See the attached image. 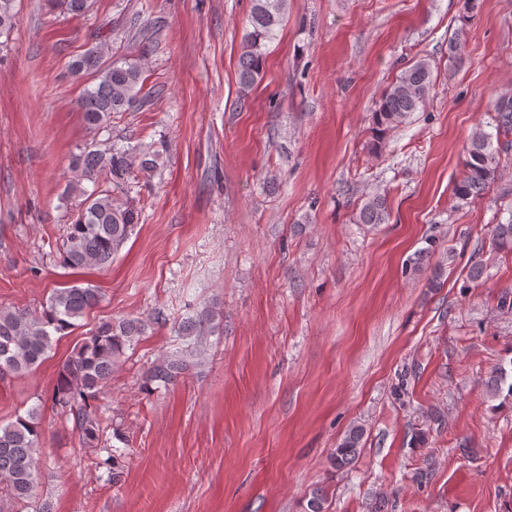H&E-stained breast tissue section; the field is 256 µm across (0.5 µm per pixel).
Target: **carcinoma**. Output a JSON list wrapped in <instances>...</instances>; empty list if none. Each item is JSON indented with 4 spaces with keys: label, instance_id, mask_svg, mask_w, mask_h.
I'll return each mask as SVG.
<instances>
[{
    "label": "carcinoma",
    "instance_id": "carcinoma-1",
    "mask_svg": "<svg viewBox=\"0 0 512 512\" xmlns=\"http://www.w3.org/2000/svg\"><path fill=\"white\" fill-rule=\"evenodd\" d=\"M287 0H252L249 29L243 36L239 57V79L244 88L254 85L262 76L266 47L275 39ZM15 0H0V36L14 28ZM108 50L93 45L72 63L76 76H89L92 81L77 101L87 128L100 130L112 114L134 112L148 103L143 92L140 65L133 60L107 61ZM434 86V72L425 59L404 68L384 91L373 112L374 142L380 144L392 129L404 124L426 104ZM496 134L512 133V99L499 98L493 104ZM512 143L493 141V134L475 131L464 150L462 176L453 193L461 204L485 194L495 181L501 154ZM162 152L142 146L114 145L105 148L84 147L72 157V167L80 171L81 180L68 185L67 192L82 197L80 209L68 225L60 263L71 270L91 267L106 268L134 231L133 211L112 194L128 180L135 167L150 175L160 166ZM93 183V189L82 187V181ZM389 220L387 198L373 193L359 207L355 223L374 227ZM495 245L512 250V219L494 227ZM101 298L99 289L90 283H72L54 290L42 310L26 312L0 309V377L32 370L51 350L55 337H61L77 326V321L95 307ZM215 312L204 308L195 316L178 324L180 337L204 336L216 328ZM145 331V322L128 318L104 320L74 348L58 370L51 400L62 412L71 415L80 442L87 448L98 445L102 433L101 419L92 401L107 385L127 348ZM197 355L192 343L160 358L148 370L143 388L151 393L175 385L189 370ZM507 382L502 368L492 371L486 381L489 394L499 393ZM39 408L0 425V483L9 496L26 502L39 483V460L43 448L38 426ZM364 435L360 427L352 428L331 456L332 467L346 468L358 454ZM327 491L315 488L306 503L305 512H325Z\"/></svg>",
    "mask_w": 512,
    "mask_h": 512
}]
</instances>
